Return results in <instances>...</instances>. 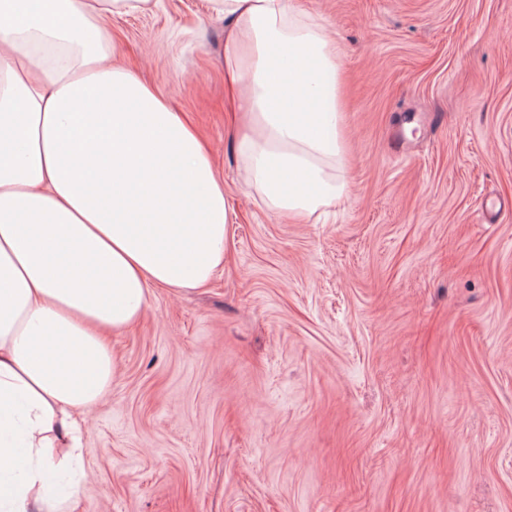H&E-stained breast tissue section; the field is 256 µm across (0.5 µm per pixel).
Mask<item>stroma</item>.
Segmentation results:
<instances>
[{"mask_svg": "<svg viewBox=\"0 0 512 512\" xmlns=\"http://www.w3.org/2000/svg\"><path fill=\"white\" fill-rule=\"evenodd\" d=\"M342 47L347 198L262 209L209 0L111 17L234 209L202 289L110 339L66 512H512V0H296Z\"/></svg>", "mask_w": 512, "mask_h": 512, "instance_id": "obj_1", "label": "stroma"}]
</instances>
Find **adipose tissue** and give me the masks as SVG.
<instances>
[{"instance_id": "1", "label": "adipose tissue", "mask_w": 512, "mask_h": 512, "mask_svg": "<svg viewBox=\"0 0 512 512\" xmlns=\"http://www.w3.org/2000/svg\"><path fill=\"white\" fill-rule=\"evenodd\" d=\"M224 20L235 145L261 205L300 219L342 201L341 49L293 0H209ZM153 0H0V512H63L112 386L113 332L150 288L205 286L232 209L181 113L114 63L105 20Z\"/></svg>"}]
</instances>
